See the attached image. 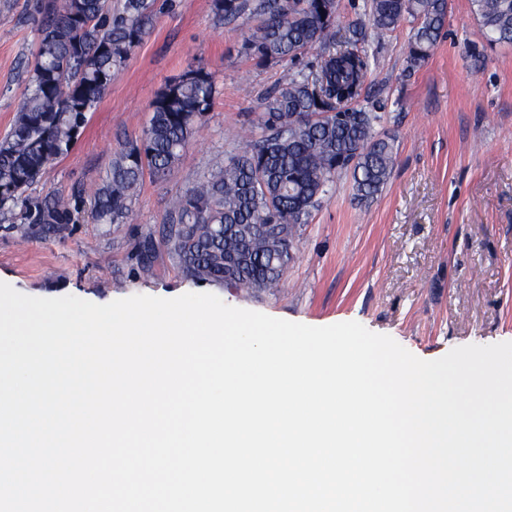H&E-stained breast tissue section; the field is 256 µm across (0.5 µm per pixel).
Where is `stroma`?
Listing matches in <instances>:
<instances>
[{
    "mask_svg": "<svg viewBox=\"0 0 512 512\" xmlns=\"http://www.w3.org/2000/svg\"><path fill=\"white\" fill-rule=\"evenodd\" d=\"M44 0H0V138L29 83ZM154 28L131 53L71 150L26 192L29 207L65 197L77 212L67 230L30 231L28 209H0V281L39 298L72 295L95 304L142 294L208 292L230 306L310 326L356 321L418 358L453 348L512 342V44L472 58L482 42L470 0H448L443 36L415 69L406 63L408 25L377 38L360 25L363 0H338L336 27H361L366 81L379 137L395 140L382 192L359 199L350 173L296 232L295 258L274 292L249 294L187 279L161 249L177 194L257 136L261 96L290 65L257 64L241 49L256 21H228L212 0H157ZM203 69L215 81L211 112L182 153L177 179L144 174L122 224L87 210L112 159L142 136L167 83ZM156 242L153 267L138 260Z\"/></svg>",
    "mask_w": 512,
    "mask_h": 512,
    "instance_id": "stroma-1",
    "label": "stroma"
}]
</instances>
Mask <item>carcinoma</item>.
<instances>
[{
	"mask_svg": "<svg viewBox=\"0 0 512 512\" xmlns=\"http://www.w3.org/2000/svg\"><path fill=\"white\" fill-rule=\"evenodd\" d=\"M486 44L512 43V0H471ZM232 20H259L243 52L259 64L315 54V63L285 73L260 104L262 134L231 151L177 196L161 238L169 260L194 281L251 292L277 287L294 260L297 228L329 194L336 175L351 172L361 200L381 192L395 163L394 140L376 136L379 116L361 105L369 67L360 32L340 36L336 0H213ZM381 37L411 23L407 68L424 61L439 41L448 0H366ZM32 76L10 133L0 140V208L27 205L25 192L73 145L85 114L96 109L134 48L154 28L155 0H47ZM210 73L192 71L168 83L152 103L149 126L126 144L91 209L95 223L127 217L145 171L178 172L182 152L214 101ZM71 220L61 200L38 207L44 234Z\"/></svg>",
	"mask_w": 512,
	"mask_h": 512,
	"instance_id": "carcinoma-1",
	"label": "carcinoma"
}]
</instances>
